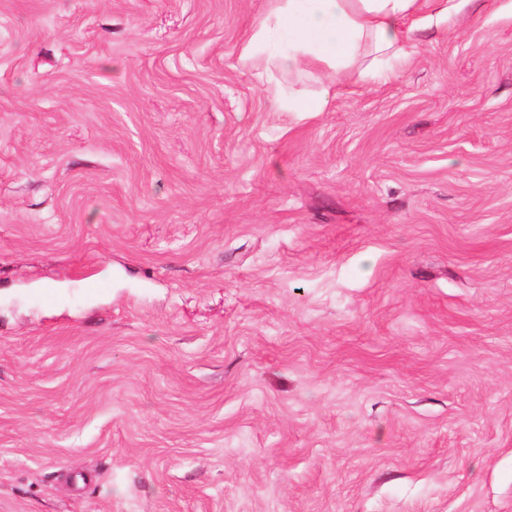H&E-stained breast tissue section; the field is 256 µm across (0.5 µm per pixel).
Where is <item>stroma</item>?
<instances>
[{"label": "stroma", "mask_w": 512, "mask_h": 512, "mask_svg": "<svg viewBox=\"0 0 512 512\" xmlns=\"http://www.w3.org/2000/svg\"><path fill=\"white\" fill-rule=\"evenodd\" d=\"M266 0H0V512H512V0L273 111Z\"/></svg>", "instance_id": "1"}]
</instances>
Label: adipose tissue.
Wrapping results in <instances>:
<instances>
[{"instance_id":"ef3b65f1","label":"adipose tissue","mask_w":512,"mask_h":512,"mask_svg":"<svg viewBox=\"0 0 512 512\" xmlns=\"http://www.w3.org/2000/svg\"><path fill=\"white\" fill-rule=\"evenodd\" d=\"M463 0H267L240 59L266 57L282 74L317 73L319 91L301 98L272 84L280 112H323L340 90L373 78L406 54L415 31L444 30Z\"/></svg>"}]
</instances>
